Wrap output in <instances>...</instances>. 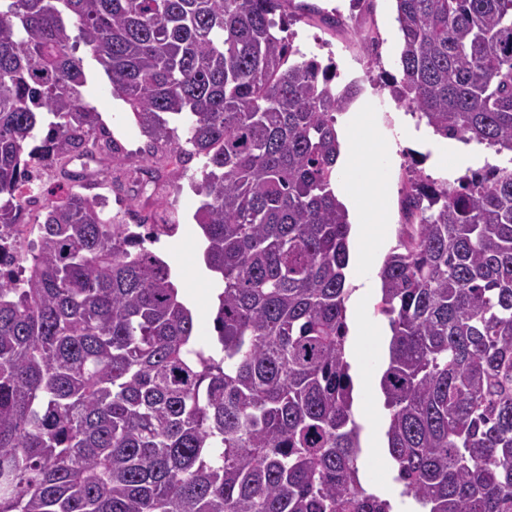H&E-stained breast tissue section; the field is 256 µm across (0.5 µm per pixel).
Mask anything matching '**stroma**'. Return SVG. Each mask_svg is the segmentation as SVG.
Wrapping results in <instances>:
<instances>
[{"instance_id": "stroma-1", "label": "stroma", "mask_w": 512, "mask_h": 512, "mask_svg": "<svg viewBox=\"0 0 512 512\" xmlns=\"http://www.w3.org/2000/svg\"><path fill=\"white\" fill-rule=\"evenodd\" d=\"M288 13L292 19L290 29L295 43L306 56L322 63L336 65L342 78L359 80L364 102L363 111L348 108V116H360L362 125L370 127L373 145L385 156L381 182L372 189L369 201L385 209L388 220L380 225L389 245H396L402 231L404 217L402 200L409 177L421 171L433 178L442 171L434 161V146L429 138L403 132L399 126L407 107L398 105L392 98L386 80L398 72L400 36L395 21L394 0H291ZM377 39V52H368L370 39ZM83 59L86 82L80 88L83 101L98 112L108 113L112 126L111 135L118 144L114 156L104 159H80L66 163L65 167H39L35 174L43 190L63 184V171L69 170L86 176L89 185L84 195H99L106 200V212L116 213L126 209L148 217L173 210L180 227L171 237L161 238L156 245L160 256L171 266L182 296L193 312L195 335L199 342H211L214 335L213 318L215 302L211 280L201 270L204 266L200 247L199 230L193 215L199 199L191 189L193 176L198 175L200 161H192L186 176L179 181V189H167L162 195L142 193L132 182L129 172L141 165L147 140L131 119L130 109L121 99L113 96L110 82L103 68L88 54L79 49ZM385 103V111H377L378 103ZM378 297H371L365 306L369 324L362 336L349 339L347 358L353 378L377 369L386 353L380 337L375 336L373 324L380 321L377 311ZM354 413L362 425L361 471L371 484L385 486V495L393 499L399 487L388 478V455L372 447L370 439L379 422L375 405L381 401V392H365L362 386L354 388Z\"/></svg>"}]
</instances>
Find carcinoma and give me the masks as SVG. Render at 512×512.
<instances>
[{
  "label": "carcinoma",
  "mask_w": 512,
  "mask_h": 512,
  "mask_svg": "<svg viewBox=\"0 0 512 512\" xmlns=\"http://www.w3.org/2000/svg\"><path fill=\"white\" fill-rule=\"evenodd\" d=\"M290 0H0V512H393L362 482L346 360L336 114L360 93L294 45ZM394 98L512 155V0H395ZM77 35H72V30ZM85 46L192 182L215 342L152 248L33 164L117 144ZM46 135L36 139L43 115ZM380 271L387 453L415 512H512V158L414 174Z\"/></svg>",
  "instance_id": "obj_1"
}]
</instances>
